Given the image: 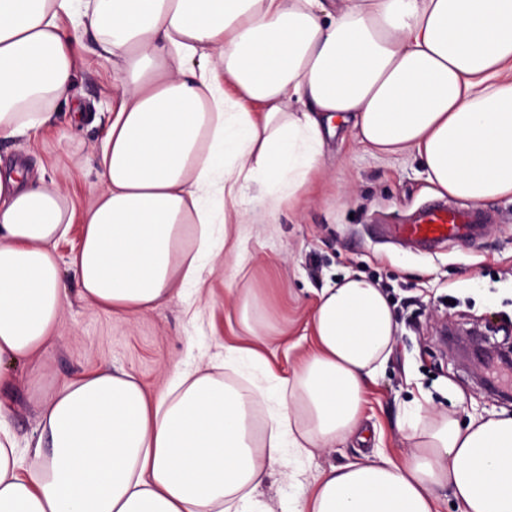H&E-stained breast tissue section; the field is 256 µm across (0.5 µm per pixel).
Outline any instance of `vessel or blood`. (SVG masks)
Segmentation results:
<instances>
[{
  "instance_id": "vessel-or-blood-1",
  "label": "vessel or blood",
  "mask_w": 512,
  "mask_h": 512,
  "mask_svg": "<svg viewBox=\"0 0 512 512\" xmlns=\"http://www.w3.org/2000/svg\"><path fill=\"white\" fill-rule=\"evenodd\" d=\"M487 224V217L482 213L436 204L421 208L409 223L394 225L390 233L398 239L432 246L478 239Z\"/></svg>"
}]
</instances>
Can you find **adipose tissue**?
<instances>
[{
	"instance_id": "obj_1",
	"label": "adipose tissue",
	"mask_w": 512,
	"mask_h": 512,
	"mask_svg": "<svg viewBox=\"0 0 512 512\" xmlns=\"http://www.w3.org/2000/svg\"><path fill=\"white\" fill-rule=\"evenodd\" d=\"M117 65L98 183L70 256L80 296L119 317L174 289L208 296L206 269L238 258L252 186L271 206L319 171L333 119L382 155H415L436 192L512 196V0H0V138L28 137L67 100L77 60L61 19ZM74 210L57 182L0 169V388L4 363L52 344L68 300L54 245ZM396 330L363 275L324 288L314 346L264 393L207 369L149 395L97 367L38 401L20 447L0 406V512H225L285 448H334ZM406 445L325 472L294 512H512V415L462 422L413 401Z\"/></svg>"
}]
</instances>
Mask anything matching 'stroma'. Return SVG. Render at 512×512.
<instances>
[{"label":"stroma","mask_w":512,"mask_h":512,"mask_svg":"<svg viewBox=\"0 0 512 512\" xmlns=\"http://www.w3.org/2000/svg\"><path fill=\"white\" fill-rule=\"evenodd\" d=\"M80 64L68 102L32 138L0 140V161L25 162L31 178H59L76 214H83L97 180V156L112 115V62L100 56L92 35L76 45ZM88 110L76 123L74 107ZM322 178L292 207L269 213L256 189L245 190L239 261H227L211 277L213 293L200 303L192 290L116 320L86 304L71 270L63 272L69 296L52 348L39 376L15 365L14 384L0 390L19 444L37 434L40 396L83 370L109 366L134 373L150 393L165 391L178 371L213 363L232 386L266 389L290 376L311 349L310 321L322 288L349 273L378 282L389 295L397 322L392 355L366 390V442L348 439L313 457L284 456L254 495L256 512H291L324 471L362 461L376 449L403 451L397 432L405 404L423 396L430 407L452 410L462 421L512 414L480 382L481 370L453 355L436 333L476 329L489 343L512 346V196L485 202L495 221L477 240L414 249L391 238L388 227L408 221L438 195L413 155L380 156L358 143L344 124L325 140ZM263 294L259 343L266 363L237 362L229 346L247 344L237 300L247 290Z\"/></svg>","instance_id":"stroma-1"}]
</instances>
